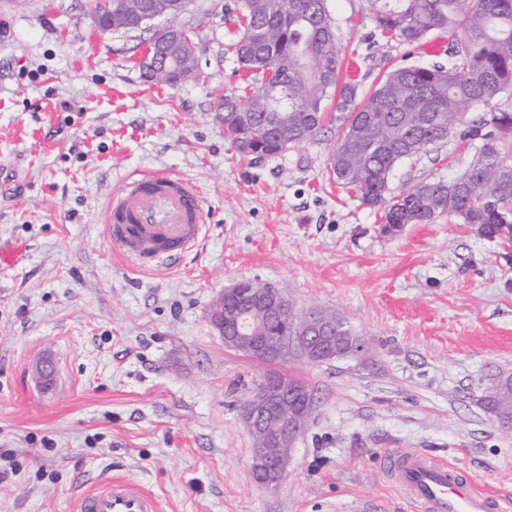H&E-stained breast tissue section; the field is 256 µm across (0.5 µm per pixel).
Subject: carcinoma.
Segmentation results:
<instances>
[{"instance_id":"obj_1","label":"carcinoma","mask_w":512,"mask_h":512,"mask_svg":"<svg viewBox=\"0 0 512 512\" xmlns=\"http://www.w3.org/2000/svg\"><path fill=\"white\" fill-rule=\"evenodd\" d=\"M370 0L374 34L412 47L429 33L455 43L448 64L402 65L366 96L340 80L341 50L327 0H235L234 45L250 94H224V137L246 155L275 156L338 123L330 156L336 184L379 208L393 229L454 216L481 235L512 242V0ZM287 127L288 139L267 135ZM452 133L476 158L451 181H420L394 193L396 167Z\"/></svg>"}]
</instances>
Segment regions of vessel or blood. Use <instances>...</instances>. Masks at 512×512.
Returning a JSON list of instances; mask_svg holds the SVG:
<instances>
[{
  "label": "vessel or blood",
  "instance_id": "1",
  "mask_svg": "<svg viewBox=\"0 0 512 512\" xmlns=\"http://www.w3.org/2000/svg\"><path fill=\"white\" fill-rule=\"evenodd\" d=\"M104 222L113 251L140 269L174 267L205 227L199 189L166 173L140 171L113 195ZM386 472L413 512H502L499 495L479 490L458 466L425 452L393 453ZM78 512H159L137 484L106 479L80 495Z\"/></svg>",
  "mask_w": 512,
  "mask_h": 512
}]
</instances>
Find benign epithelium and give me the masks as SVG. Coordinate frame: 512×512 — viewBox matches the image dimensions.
<instances>
[{
    "label": "benign epithelium",
    "mask_w": 512,
    "mask_h": 512,
    "mask_svg": "<svg viewBox=\"0 0 512 512\" xmlns=\"http://www.w3.org/2000/svg\"><path fill=\"white\" fill-rule=\"evenodd\" d=\"M115 6L137 10L142 25L170 18L164 0H156V5L147 9L129 0H100L96 20H112ZM191 47V43L176 36L170 43L147 51L140 65L149 73L165 74L190 53ZM226 306L232 308L227 319L224 318ZM272 320L291 324L293 336L280 342L265 336L266 326ZM209 321L225 347L251 359L279 361L295 348L308 363L319 364L335 358H364L370 352V342L365 336L350 330L343 336L331 334L332 329L344 327L342 318L318 316L301 320L279 290L257 283L239 281L224 288L211 305ZM491 385L497 396L512 394V374L497 375ZM314 408V393L304 381L291 386L268 379L253 388L241 412L253 441L251 471L261 484L268 488L280 485L288 468L290 450Z\"/></svg>",
    "instance_id": "1"
}]
</instances>
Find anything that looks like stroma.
I'll return each instance as SVG.
<instances>
[{"label":"stroma","instance_id":"35a3bbf8","mask_svg":"<svg viewBox=\"0 0 512 512\" xmlns=\"http://www.w3.org/2000/svg\"><path fill=\"white\" fill-rule=\"evenodd\" d=\"M233 0L176 19L198 76L146 83L155 31L100 32L88 0H0V512H76L92 480L122 477L161 512H344L356 498L412 512L388 478L393 451L447 457L512 512V433L481 402L512 372V243L453 217L380 232L378 209L332 179L324 122L275 157L237 153L215 114L245 93ZM349 79L368 93L395 66L448 61L452 38L415 49L373 38L368 0H328ZM457 138L397 166L393 191L450 181L475 159ZM135 170L199 187L206 237L171 270L134 271L103 222ZM243 280L297 313L335 311L372 350L317 365L290 356L316 409L278 488L255 481L241 405L264 369L225 348L207 314ZM50 358L48 386L33 370Z\"/></svg>","mask_w":512,"mask_h":512}]
</instances>
